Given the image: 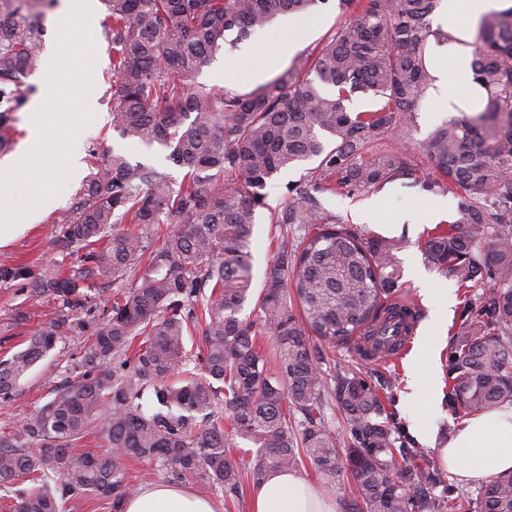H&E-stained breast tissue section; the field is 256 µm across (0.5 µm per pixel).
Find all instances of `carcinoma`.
<instances>
[{"mask_svg": "<svg viewBox=\"0 0 512 512\" xmlns=\"http://www.w3.org/2000/svg\"><path fill=\"white\" fill-rule=\"evenodd\" d=\"M105 2L112 129L166 148L187 172L177 181L120 153L103 156L75 208L54 219L57 240L85 250L82 271L65 276L60 260L37 276L25 266L0 269L1 278L60 303L57 318L0 361L3 403L64 331L84 328L75 317L87 302L83 282L131 277L102 305L53 397L0 430V507L69 512L94 496L124 512L136 492L127 475L134 457L170 483L195 478L205 494L307 465L330 485L350 474L355 489L341 512H512V472L471 498L456 494L442 470L420 463L422 449L396 436L384 405L393 384L324 373L313 343L372 336L403 301V240L336 224L317 195L415 179L399 150L369 149L416 126L433 81L428 41L449 38L433 28L441 0H340L348 18L318 52L245 93L199 86L194 75L224 49L227 32L243 39L320 0ZM54 4L0 0V150L29 91L24 79L41 61L44 10ZM470 47L471 77L487 98L420 145L440 174L435 186L459 199L456 221L434 228L422 250L463 289L492 281L454 328L448 359V405L480 415L512 403V7L483 16ZM358 93L375 108L351 110ZM315 158L310 180L271 213L277 247L255 300L251 245L265 189L281 170ZM172 222L179 228L151 245ZM293 294L300 317L288 304ZM252 301L256 317L240 318ZM195 323L205 348L196 361L185 350ZM261 336L280 371L268 369ZM331 393L347 440L328 422ZM91 431L105 450L73 452ZM238 438L256 448L255 462L232 457Z\"/></svg>", "mask_w": 512, "mask_h": 512, "instance_id": "1", "label": "carcinoma"}]
</instances>
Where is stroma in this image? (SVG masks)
Returning <instances> with one entry per match:
<instances>
[{"mask_svg":"<svg viewBox=\"0 0 512 512\" xmlns=\"http://www.w3.org/2000/svg\"><path fill=\"white\" fill-rule=\"evenodd\" d=\"M318 25L300 36L296 43H289L288 28L283 21H276L265 29L237 41L233 47L235 59L233 68L252 70L263 65L264 80H271L290 68L297 59H304L322 45L342 19L339 0H325L312 14ZM95 44V65L97 78L93 87L97 109L103 117L91 121L77 135L74 148L82 156L86 172H93L99 157L116 151L126 155L131 162H139L169 173L174 179H182L184 172L166 159L167 152L159 146L145 148L120 138L110 127L105 115L112 108V66L108 43L99 22H92ZM417 115L415 128L408 134L395 133L384 140V147H399L404 159L417 171V185L404 187L398 184L386 186L379 191L342 189L326 193L321 204L326 213L335 216L338 223L361 231L369 237H396L403 239L404 246L398 253L401 269L402 290L410 301L416 304L422 322H429L432 316L440 321L434 331V347L431 353L414 356L404 352L402 357L382 364H369L350 346L323 345V371H337L345 367L374 382L396 376L398 385L394 391L391 410L395 426L401 439L415 443L424 449L431 464H439L438 450L444 447L458 426L462 415L452 412L447 401L432 404L428 371H435L440 381V392H447L446 384L449 338L456 323H459L467 308L468 299L455 281L428 264L422 254V245L431 230L438 225L455 221L456 209H449L447 215L436 214L433 202L448 197V190L437 188L425 190V183L437 180L432 165L422 156L419 144L436 126L447 120L442 103L427 100ZM311 162H302L277 173L269 182L267 208L258 210L254 231L253 273L254 290H261L263 273L268 259L275 251L273 237L275 227L270 222V213L284 206L290 199L287 184L304 182ZM80 185L68 186L58 200L54 213L46 214L41 223L24 228L8 243L0 245V268L24 264L32 272L53 259L65 258L71 270L81 271L82 251L79 247L62 249L52 232L55 213L68 210L78 200ZM427 277L436 287L448 289L455 299L454 307L429 304L418 284L419 277ZM57 300L49 295L31 297L22 292L16 282L0 278V356L8 355L24 347V333L32 325L55 317ZM83 349L80 334L71 332L61 337L48 357L36 364L21 380L12 400L0 402V426L10 424L42 406L51 398L53 386L62 384Z\"/></svg>","mask_w":512,"mask_h":512,"instance_id":"obj_1","label":"stroma"}]
</instances>
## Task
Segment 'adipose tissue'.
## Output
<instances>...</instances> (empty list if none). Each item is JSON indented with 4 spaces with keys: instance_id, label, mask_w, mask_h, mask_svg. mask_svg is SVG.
<instances>
[{
    "instance_id": "adipose-tissue-1",
    "label": "adipose tissue",
    "mask_w": 512,
    "mask_h": 512,
    "mask_svg": "<svg viewBox=\"0 0 512 512\" xmlns=\"http://www.w3.org/2000/svg\"><path fill=\"white\" fill-rule=\"evenodd\" d=\"M512 6V0H443L437 19L449 40L434 54L430 90L432 98L458 104L465 98L482 96V89L468 84L464 95L451 94L449 76L469 71L468 48L474 31L485 14ZM448 473L460 485L482 482L512 470V405L465 420L463 427L440 451ZM124 512H215L212 503L178 486L157 482L129 496ZM251 512H336V503L327 493L297 473L272 472L258 487Z\"/></svg>"
}]
</instances>
